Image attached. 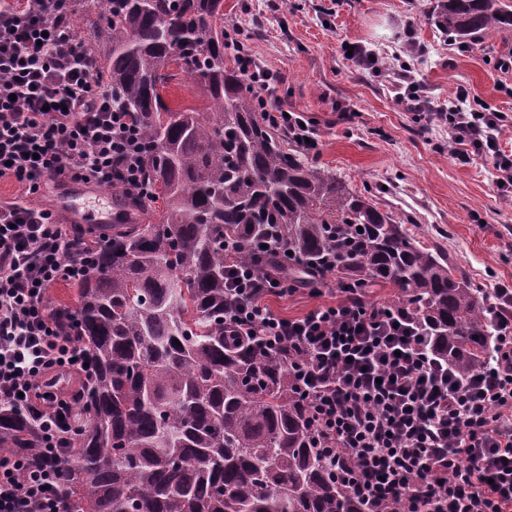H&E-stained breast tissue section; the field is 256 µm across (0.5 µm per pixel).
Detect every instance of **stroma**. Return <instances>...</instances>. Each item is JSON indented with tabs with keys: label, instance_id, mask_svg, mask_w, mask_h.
<instances>
[{
	"label": "stroma",
	"instance_id": "35a3bbf8",
	"mask_svg": "<svg viewBox=\"0 0 512 512\" xmlns=\"http://www.w3.org/2000/svg\"><path fill=\"white\" fill-rule=\"evenodd\" d=\"M435 0H224L225 24L249 34L253 54L286 76L276 98L303 113L320 135L312 164L353 191H378L382 209L401 217L426 245L477 286L512 282V191L496 186L483 158L461 165L449 155L446 127L427 124L395 101L388 83L345 57L359 42L398 65L406 40L421 51L410 60L425 93L447 104L465 86L479 104L512 114V31L462 43L427 19ZM353 113L350 122L339 111Z\"/></svg>",
	"mask_w": 512,
	"mask_h": 512
}]
</instances>
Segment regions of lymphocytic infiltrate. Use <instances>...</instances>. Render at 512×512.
<instances>
[{
    "label": "lymphocytic infiltrate",
    "mask_w": 512,
    "mask_h": 512,
    "mask_svg": "<svg viewBox=\"0 0 512 512\" xmlns=\"http://www.w3.org/2000/svg\"><path fill=\"white\" fill-rule=\"evenodd\" d=\"M64 2L0 5V180L19 189L0 202V402L29 409L46 430L41 463L0 455V512H66L61 485L68 469L57 433L74 407L54 382L89 372L85 356L62 336L47 295L59 279L87 277L91 256L78 250L72 226L28 198L61 176L118 184L145 202L154 193L137 124L111 87L93 79L64 22ZM241 33L237 26L227 32L226 48L255 82L266 119L317 154L314 126L270 97L284 74L260 62ZM351 58L385 77L406 111L446 126L455 161L484 157L504 188L512 187V153L501 147L512 115L475 109L463 86L449 107H431L412 69L386 67L360 43ZM224 288L248 335L292 351L296 387L311 399L327 455L370 512H512V283L491 291L492 306L508 309L496 355L464 380L430 356L403 314L366 302L358 282L337 285L335 304L295 317L265 303L301 290L289 275L259 263L232 265L224 269Z\"/></svg>",
    "instance_id": "lymphocytic-infiltrate-1"
}]
</instances>
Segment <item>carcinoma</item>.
<instances>
[{"instance_id": "1", "label": "carcinoma", "mask_w": 512, "mask_h": 512, "mask_svg": "<svg viewBox=\"0 0 512 512\" xmlns=\"http://www.w3.org/2000/svg\"><path fill=\"white\" fill-rule=\"evenodd\" d=\"M429 20L461 40L511 31L512 0H437ZM66 21L134 113L157 190L148 204L112 186V225L83 235L93 270L58 306L95 363L63 443L71 512H367L324 459L288 349L224 321V266L271 238L269 268L334 254L336 280L390 287L460 379L497 336L486 292L267 122L249 77L224 62V0H69ZM176 79L203 88L207 111L169 105ZM0 452H44L26 409L0 405Z\"/></svg>"}]
</instances>
